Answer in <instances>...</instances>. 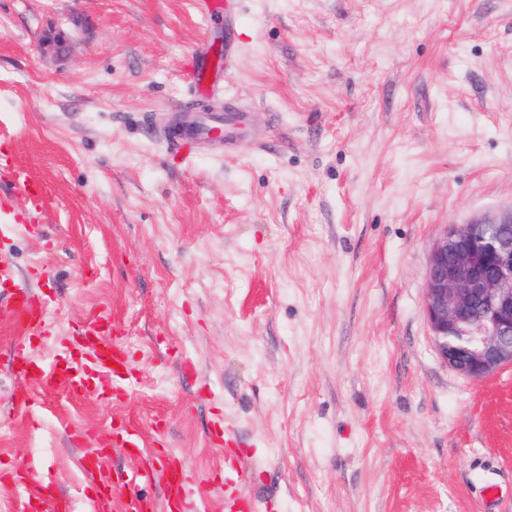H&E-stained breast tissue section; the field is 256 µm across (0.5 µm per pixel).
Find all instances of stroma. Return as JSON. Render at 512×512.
Masks as SVG:
<instances>
[{
    "label": "stroma",
    "instance_id": "1",
    "mask_svg": "<svg viewBox=\"0 0 512 512\" xmlns=\"http://www.w3.org/2000/svg\"><path fill=\"white\" fill-rule=\"evenodd\" d=\"M205 2L0 0V264L57 341L111 312L137 376L75 398L0 359V477L33 461L94 512L87 449L131 475L166 448L197 483L233 459L262 512H512V366L456 373L423 311L436 236L512 207V0H233L226 28ZM204 110L223 139L174 157ZM209 65L205 60L203 51L195 49L192 55V65L190 68V83L196 93L206 96L210 93L211 86L207 81V72Z\"/></svg>",
    "mask_w": 512,
    "mask_h": 512
}]
</instances>
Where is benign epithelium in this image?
<instances>
[{
  "label": "benign epithelium",
  "instance_id": "benign-epithelium-1",
  "mask_svg": "<svg viewBox=\"0 0 512 512\" xmlns=\"http://www.w3.org/2000/svg\"><path fill=\"white\" fill-rule=\"evenodd\" d=\"M512 208L451 224L434 240L423 308L458 374L480 379L512 365Z\"/></svg>",
  "mask_w": 512,
  "mask_h": 512
}]
</instances>
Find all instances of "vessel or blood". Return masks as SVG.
Returning a JSON list of instances; mask_svg holds the SVG:
<instances>
[{
    "label": "vessel or blood",
    "mask_w": 512,
    "mask_h": 512,
    "mask_svg": "<svg viewBox=\"0 0 512 512\" xmlns=\"http://www.w3.org/2000/svg\"><path fill=\"white\" fill-rule=\"evenodd\" d=\"M208 69L203 51H194L190 82L195 92L203 96L211 90L207 81ZM223 136V126L200 122L174 135L172 147L180 155L187 153L200 138L220 139ZM0 287L11 291L12 313L18 328L30 340L42 342L50 339L55 332V325L49 316L52 297L38 298L28 289L18 287L13 269L4 265L0 266ZM111 326V320L95 316L85 324L89 337L82 349L65 347L48 362L34 358L28 343L13 345L8 353L12 371L23 381H38L72 396L84 397L95 389V383L89 376L90 369L94 368L111 377L120 394H127L133 386L132 366L122 348L114 341ZM100 454V449L96 448L84 458V469L94 480V503L98 512H103L106 504L118 492L123 495V512H210L208 496L189 486L186 469L174 453L165 449L157 451L151 459L149 470L140 474L144 481L157 472L166 476L167 493L161 504L132 490L129 478L124 475L100 472ZM16 473V487L24 496L25 512H44L50 497V482L32 481L31 469L26 463L17 465ZM224 490L233 495L239 512H257L256 499L249 493L245 477H238L234 484L225 485Z\"/></svg>",
    "instance_id": "obj_1"
}]
</instances>
